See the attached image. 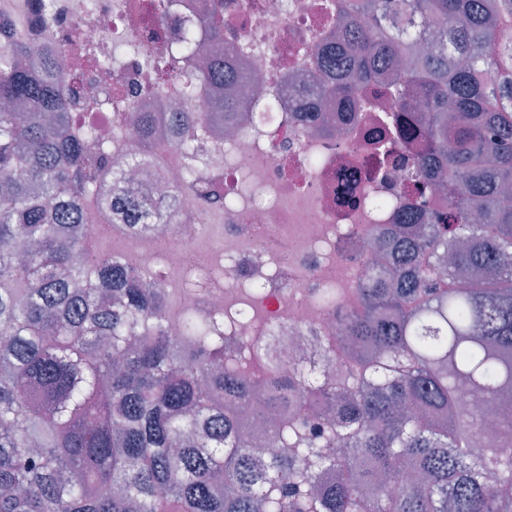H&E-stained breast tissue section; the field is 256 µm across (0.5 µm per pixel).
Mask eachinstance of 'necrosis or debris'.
Listing matches in <instances>:
<instances>
[{
    "label": "necrosis or debris",
    "instance_id": "necrosis-or-debris-1",
    "mask_svg": "<svg viewBox=\"0 0 512 512\" xmlns=\"http://www.w3.org/2000/svg\"><path fill=\"white\" fill-rule=\"evenodd\" d=\"M157 0H23L22 15L0 12V35L24 25L28 39L65 56L89 41L135 50L74 78L56 70L76 123L111 128L124 109L119 97L136 91L141 109L156 115L153 164L138 179L160 186L181 178L185 162L173 144L174 111L206 114L207 96L184 104L177 79L163 95H147L153 56L179 38L188 20L209 16L212 0H183L165 15ZM326 0H224V55L239 65L241 84L225 96L245 110L206 133L195 160L209 195L185 194L179 217L165 230L123 237L122 258L206 317L224 315L232 342L227 362L253 385L266 368L253 347L269 346L281 363H319L342 343L340 324L360 308L357 287L375 261L384 225L404 221L403 171L387 167L376 148L387 113L352 111L350 103L315 104L310 60L331 38ZM113 95L111 108L88 111L89 90ZM223 198L216 206L214 198ZM387 207H378V200Z\"/></svg>",
    "mask_w": 512,
    "mask_h": 512
}]
</instances>
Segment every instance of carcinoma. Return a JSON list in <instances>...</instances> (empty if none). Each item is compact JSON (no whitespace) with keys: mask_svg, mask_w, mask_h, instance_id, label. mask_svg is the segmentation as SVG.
<instances>
[{"mask_svg":"<svg viewBox=\"0 0 512 512\" xmlns=\"http://www.w3.org/2000/svg\"><path fill=\"white\" fill-rule=\"evenodd\" d=\"M332 81L314 95L348 101L380 72L391 130L424 150L404 170L426 224H394V264L357 288L340 326L357 370L336 382L339 407L303 434L274 431L268 462L244 437L253 393L224 362L220 317L187 314L168 334L161 285H143L116 255L91 254L96 210L137 232L169 223L182 195L109 169L94 126L74 129L52 71L32 46L0 40V512H512V414L487 427L512 391V0H334ZM221 6L204 36L154 58L182 78L187 101L210 91L209 116L241 104L221 84ZM111 60L82 46L77 70ZM135 148L151 164L150 121L127 98ZM175 148L192 157L202 118L180 115ZM448 209L426 211V194ZM488 278L468 281L475 265ZM273 412L319 387L304 364L268 358ZM467 390L481 404L457 412Z\"/></svg>","mask_w":512,"mask_h":512,"instance_id":"obj_1","label":"carcinoma"}]
</instances>
